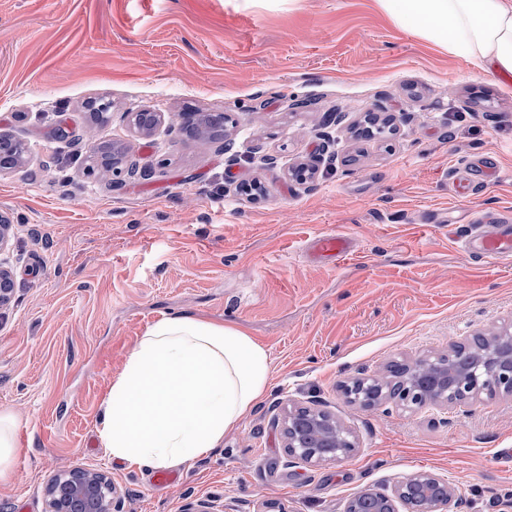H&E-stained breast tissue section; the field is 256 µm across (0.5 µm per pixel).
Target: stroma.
<instances>
[{
	"mask_svg": "<svg viewBox=\"0 0 512 512\" xmlns=\"http://www.w3.org/2000/svg\"><path fill=\"white\" fill-rule=\"evenodd\" d=\"M503 82L375 0H0V133L30 151L0 173L15 222L0 253L15 280L0 309V409L19 420L0 512H44L64 466L108 473L120 512H345L363 489L420 471L458 488L457 512H512V397L364 408L344 394L512 324V263L455 237L484 215L512 218ZM91 99L108 103L104 119ZM144 109L165 115L149 138L125 119ZM194 111L228 116L233 153L183 129ZM369 112L384 134L364 132ZM90 144L148 178L86 175ZM327 232L351 240V260L308 257ZM176 313L240 327L273 371L223 445L157 487L154 470L107 456L95 425L140 336ZM291 402L336 415L357 448L288 465Z\"/></svg>",
	"mask_w": 512,
	"mask_h": 512,
	"instance_id": "obj_1",
	"label": "stroma"
}]
</instances>
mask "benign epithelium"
Wrapping results in <instances>:
<instances>
[{"instance_id": "obj_1", "label": "benign epithelium", "mask_w": 512, "mask_h": 512, "mask_svg": "<svg viewBox=\"0 0 512 512\" xmlns=\"http://www.w3.org/2000/svg\"><path fill=\"white\" fill-rule=\"evenodd\" d=\"M191 131L205 136L212 130L213 116H190ZM158 112L130 114L137 134L149 137L163 123ZM29 160L27 150L14 142L0 144V172ZM14 234L11 217L0 213V253ZM14 288L12 270L0 263V307L9 304ZM512 396V329L497 328L475 333L451 345L448 352L426 356L390 368L378 400H393L403 406L439 408L458 404L485 392ZM288 457L307 466L335 462L356 448L354 432L330 412L318 407H291L282 419ZM457 489L435 473L421 471L399 482L392 490L369 487L351 498L345 512H453ZM45 512H118L112 497V480L104 472L84 468L58 471L45 491Z\"/></svg>"}]
</instances>
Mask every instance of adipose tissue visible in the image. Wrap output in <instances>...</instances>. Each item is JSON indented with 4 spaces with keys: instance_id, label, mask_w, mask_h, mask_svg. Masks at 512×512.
Wrapping results in <instances>:
<instances>
[{
    "instance_id": "ef3b65f1",
    "label": "adipose tissue",
    "mask_w": 512,
    "mask_h": 512,
    "mask_svg": "<svg viewBox=\"0 0 512 512\" xmlns=\"http://www.w3.org/2000/svg\"><path fill=\"white\" fill-rule=\"evenodd\" d=\"M393 22L489 75L512 74V0H376ZM268 349L236 326L188 314L150 325L112 381L98 418L102 448L127 467L185 466L266 392Z\"/></svg>"
}]
</instances>
